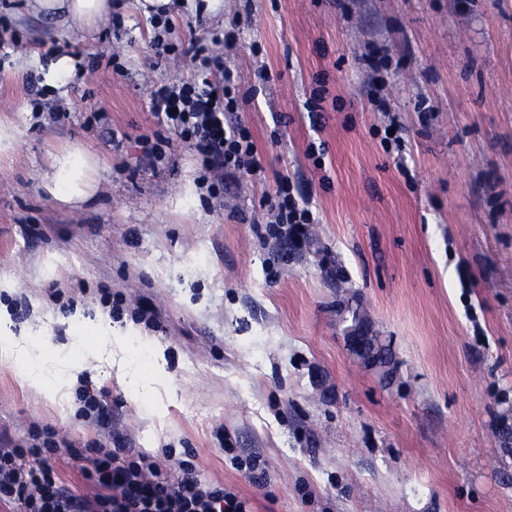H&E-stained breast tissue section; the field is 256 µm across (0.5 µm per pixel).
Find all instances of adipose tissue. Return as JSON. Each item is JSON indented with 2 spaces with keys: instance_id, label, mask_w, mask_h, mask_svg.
I'll return each instance as SVG.
<instances>
[{
  "instance_id": "obj_1",
  "label": "adipose tissue",
  "mask_w": 512,
  "mask_h": 512,
  "mask_svg": "<svg viewBox=\"0 0 512 512\" xmlns=\"http://www.w3.org/2000/svg\"><path fill=\"white\" fill-rule=\"evenodd\" d=\"M36 13L56 27L82 31L105 20L112 11V0H32ZM92 164L79 150L56 158L46 174V188L58 200L77 203L91 190ZM0 361L22 363V374L29 385L39 389H59L64 376V359L50 357L30 343L27 337L14 335L0 318Z\"/></svg>"
}]
</instances>
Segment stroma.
<instances>
[{"label":"stroma","instance_id":"stroma-1","mask_svg":"<svg viewBox=\"0 0 512 512\" xmlns=\"http://www.w3.org/2000/svg\"><path fill=\"white\" fill-rule=\"evenodd\" d=\"M112 5L96 28L55 34L0 0V122L16 129L0 155V278L15 281L0 310L70 362L56 393L0 361V428L23 447L36 429L69 437L55 469L81 493L95 443L193 449L201 477L253 512H512V0H224L211 16L172 0L184 52L170 62L137 0ZM230 28L224 66L264 171L218 196L192 150L156 169L141 145L167 136L154 86L189 77L192 44ZM53 54L77 60L62 96L39 65ZM321 79L315 123L305 101ZM393 119L406 176L384 141ZM73 149L94 184L69 206L44 176ZM284 176L316 219L300 250L267 235ZM105 288L155 318L113 321L134 331L138 382L81 327ZM355 312L389 367L351 350ZM84 374L111 395L97 423L78 413ZM234 453L264 459L261 484Z\"/></svg>","mask_w":512,"mask_h":512}]
</instances>
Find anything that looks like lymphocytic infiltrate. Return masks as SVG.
<instances>
[{"label":"lymphocytic infiltrate","instance_id":"lymphocytic-infiltrate-1","mask_svg":"<svg viewBox=\"0 0 512 512\" xmlns=\"http://www.w3.org/2000/svg\"><path fill=\"white\" fill-rule=\"evenodd\" d=\"M235 42L229 32L193 47L191 76L157 85L150 98L158 125L193 150L215 191L224 188L227 178L257 175L264 168L249 128L234 117L239 92L232 78L223 75L219 49ZM270 211L274 238L295 246L305 242L313 213L298 201L288 178L280 179ZM66 446L55 435L36 434L24 449L0 432V512H251L249 500L239 493L199 478L193 460L170 466L119 448H90L92 467L85 478L95 493L75 494L60 484L53 465Z\"/></svg>","mask_w":512,"mask_h":512}]
</instances>
